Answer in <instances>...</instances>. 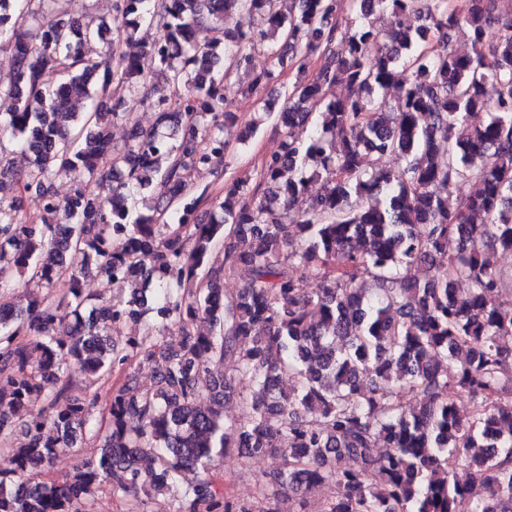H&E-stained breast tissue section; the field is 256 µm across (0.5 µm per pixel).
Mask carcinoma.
I'll return each instance as SVG.
<instances>
[{
  "instance_id": "1",
  "label": "carcinoma",
  "mask_w": 512,
  "mask_h": 512,
  "mask_svg": "<svg viewBox=\"0 0 512 512\" xmlns=\"http://www.w3.org/2000/svg\"><path fill=\"white\" fill-rule=\"evenodd\" d=\"M115 2L124 22L111 40L112 24L83 22L71 0H0V51L15 62L0 137L31 158L17 194L0 197V512H83L107 482L115 497L165 499L186 469L200 474L165 512H306L314 487L328 491L322 512H458L463 500L512 512V307L497 302L505 275L485 251L512 252V19L499 22L494 0ZM231 14L221 49L207 24ZM461 24L468 54L450 44ZM144 25L162 37L141 41ZM93 40L106 44L102 63L83 56ZM258 52L296 80L275 99L261 96L271 70L243 87L258 118L241 142L272 117L278 149L258 182L196 196L195 177L226 158L224 82ZM115 82L155 112L121 147ZM336 84L347 93L329 96ZM58 175L72 183L64 199ZM155 180L168 186L158 204L142 196ZM313 180L321 191L291 211ZM459 184L470 190L454 207L437 187ZM26 200L42 223H27ZM241 267L247 281L225 293ZM94 273L118 289L112 301L85 293ZM130 320L138 334L114 341ZM290 375L293 390L276 388ZM411 393L421 406L406 404ZM235 394L244 419L228 422ZM86 442L96 457L45 479ZM215 452L283 468L241 501L214 488ZM461 460L462 483L448 478Z\"/></svg>"
}]
</instances>
